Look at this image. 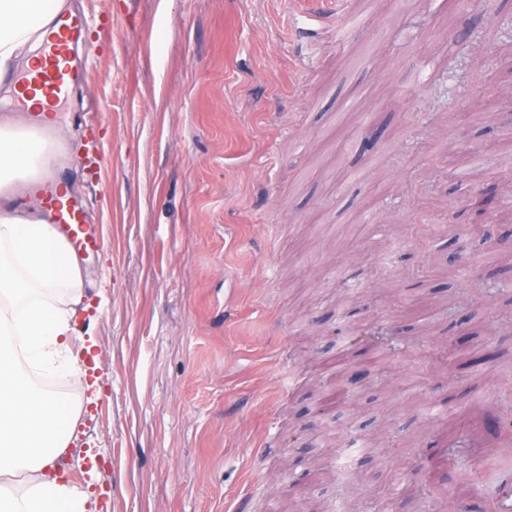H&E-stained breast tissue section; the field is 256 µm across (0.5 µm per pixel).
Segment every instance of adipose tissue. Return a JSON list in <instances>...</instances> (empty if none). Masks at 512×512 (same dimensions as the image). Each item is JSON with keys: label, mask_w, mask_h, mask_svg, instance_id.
Instances as JSON below:
<instances>
[{"label": "adipose tissue", "mask_w": 512, "mask_h": 512, "mask_svg": "<svg viewBox=\"0 0 512 512\" xmlns=\"http://www.w3.org/2000/svg\"><path fill=\"white\" fill-rule=\"evenodd\" d=\"M70 10L68 0H0V95L17 106L0 115V512H87L86 494L53 475L78 415L19 367L80 377L91 351L74 343L89 285L81 260L49 212L26 200L65 158L45 132L55 121L48 100L26 80ZM17 476L30 478L26 490Z\"/></svg>", "instance_id": "adipose-tissue-1"}]
</instances>
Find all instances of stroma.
I'll use <instances>...</instances> for the list:
<instances>
[{
    "label": "stroma",
    "mask_w": 512,
    "mask_h": 512,
    "mask_svg": "<svg viewBox=\"0 0 512 512\" xmlns=\"http://www.w3.org/2000/svg\"><path fill=\"white\" fill-rule=\"evenodd\" d=\"M442 3L338 0L322 21L307 0H71L99 22L59 107L62 182L101 241L78 323L99 363L95 389L63 388L81 412L61 466L94 512H356L389 485V512H483L422 441L512 389V291L482 299L512 275L495 251L512 223L461 208L477 186L512 202V108L468 117L483 91L461 52L512 53V33L493 15V43L460 14L442 29ZM353 15L363 30L336 45ZM374 326L402 352L352 360ZM460 343L479 363L452 386ZM421 479L445 498L415 495Z\"/></svg>",
    "instance_id": "stroma-1"
}]
</instances>
